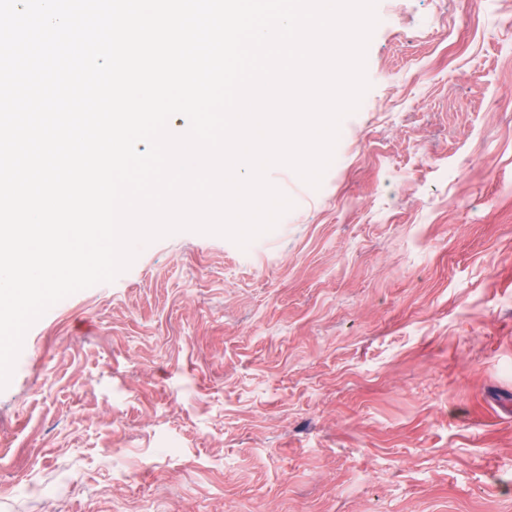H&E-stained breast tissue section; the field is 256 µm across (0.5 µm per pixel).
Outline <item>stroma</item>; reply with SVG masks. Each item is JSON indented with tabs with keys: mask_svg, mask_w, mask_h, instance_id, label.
Returning a JSON list of instances; mask_svg holds the SVG:
<instances>
[{
	"mask_svg": "<svg viewBox=\"0 0 512 512\" xmlns=\"http://www.w3.org/2000/svg\"><path fill=\"white\" fill-rule=\"evenodd\" d=\"M319 187L28 330L0 512H512V0H377Z\"/></svg>",
	"mask_w": 512,
	"mask_h": 512,
	"instance_id": "stroma-1",
	"label": "stroma"
}]
</instances>
